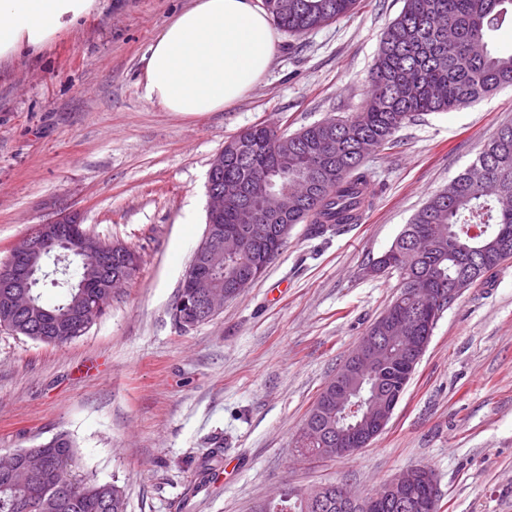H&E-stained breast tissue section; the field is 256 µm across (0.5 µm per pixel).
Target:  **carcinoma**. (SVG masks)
<instances>
[{
    "label": "carcinoma",
    "instance_id": "obj_1",
    "mask_svg": "<svg viewBox=\"0 0 512 512\" xmlns=\"http://www.w3.org/2000/svg\"><path fill=\"white\" fill-rule=\"evenodd\" d=\"M279 0H263L273 23L289 35L302 37L333 21L351 15L358 0H288V12ZM512 21V0H405V7L383 31L380 49L368 77L367 98L361 111L336 122H316L296 133L279 135L258 125L224 148V177L247 187L288 174V210L263 214L251 230L235 223V205L224 207L223 227L247 237L241 255L215 249L204 255L196 248L190 266L199 263L216 269L214 285L231 283L238 266L248 262L266 270L281 254L276 241L277 224H311L320 233L328 226L356 224L363 206L362 188L370 183L359 151L376 152L397 145L395 135L423 115L451 112L500 88L512 87V51L494 53L489 35ZM478 177L463 172L454 178L453 195L443 189L413 215L391 247L372 267L400 280L396 296L404 314L421 302L419 288H448L457 281L473 285L512 258V124L497 130L472 162ZM103 274L111 286L117 271L111 256L99 252L95 263H81L76 279H54L61 300L52 307L41 301L39 284L31 288L32 303L40 310L66 317L79 293L78 284L88 275ZM0 327L45 344L73 340L51 328L39 327L19 314ZM407 350L390 343L383 352L379 378L396 382ZM318 394L305 423L336 431V412L322 404ZM223 446L204 453L198 474L207 475L219 462ZM78 451L74 441L61 433L45 444L42 469L32 480L0 478V512H126V494L115 482L99 483L72 474ZM67 485L72 493H60ZM317 490L302 495L288 492L259 503L254 512H367L368 498L343 506L336 490L322 499Z\"/></svg>",
    "mask_w": 512,
    "mask_h": 512
}]
</instances>
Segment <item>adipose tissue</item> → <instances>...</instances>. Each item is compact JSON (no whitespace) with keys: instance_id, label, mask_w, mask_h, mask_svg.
I'll return each instance as SVG.
<instances>
[{"instance_id":"1","label":"adipose tissue","mask_w":512,"mask_h":512,"mask_svg":"<svg viewBox=\"0 0 512 512\" xmlns=\"http://www.w3.org/2000/svg\"><path fill=\"white\" fill-rule=\"evenodd\" d=\"M99 7V0H0V61L41 52ZM276 41L259 0H192L143 58L146 96L181 116L224 110L263 81Z\"/></svg>"}]
</instances>
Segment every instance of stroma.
Instances as JSON below:
<instances>
[{
	"instance_id": "obj_1",
	"label": "stroma",
	"mask_w": 512,
	"mask_h": 512,
	"mask_svg": "<svg viewBox=\"0 0 512 512\" xmlns=\"http://www.w3.org/2000/svg\"><path fill=\"white\" fill-rule=\"evenodd\" d=\"M405 0L302 38L278 33L263 82L218 112L184 117L144 95L142 58L190 0H103L38 54L0 62V264L34 225L78 213L87 233L139 257L80 338L46 345L0 328V455L68 434L80 474L118 481L127 512H250L281 490L329 482L372 494L433 470L439 512H512V259L445 309L385 430L343 460L293 443L319 392L399 292L366 269L413 213L504 125L507 88L402 128L367 156L362 223L283 253L212 320L179 330L171 307L206 227L207 175L226 140L265 123L291 133L360 111L384 28ZM223 455L206 484L200 458Z\"/></svg>"
}]
</instances>
